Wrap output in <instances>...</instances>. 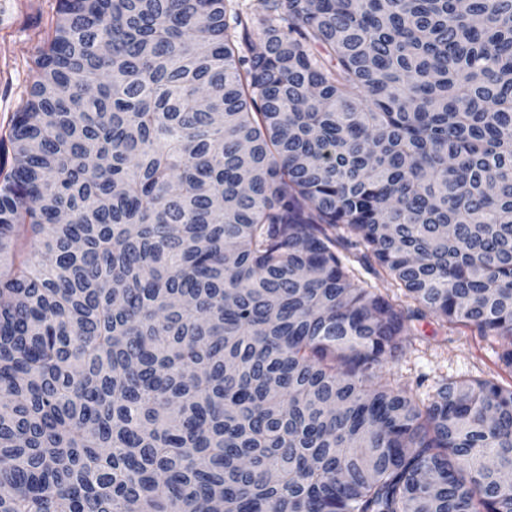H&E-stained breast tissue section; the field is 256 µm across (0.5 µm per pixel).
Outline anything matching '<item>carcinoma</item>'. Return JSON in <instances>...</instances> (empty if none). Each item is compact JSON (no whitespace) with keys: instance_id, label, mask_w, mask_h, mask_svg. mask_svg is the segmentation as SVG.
Wrapping results in <instances>:
<instances>
[{"instance_id":"carcinoma-1","label":"carcinoma","mask_w":512,"mask_h":512,"mask_svg":"<svg viewBox=\"0 0 512 512\" xmlns=\"http://www.w3.org/2000/svg\"><path fill=\"white\" fill-rule=\"evenodd\" d=\"M58 0L0 178V512H512V0ZM364 249L406 310L337 250ZM413 325L415 336L383 372L414 397L432 395L442 379L511 381L498 359V343L481 337L476 328L442 326L430 315L413 321Z\"/></svg>"}]
</instances>
